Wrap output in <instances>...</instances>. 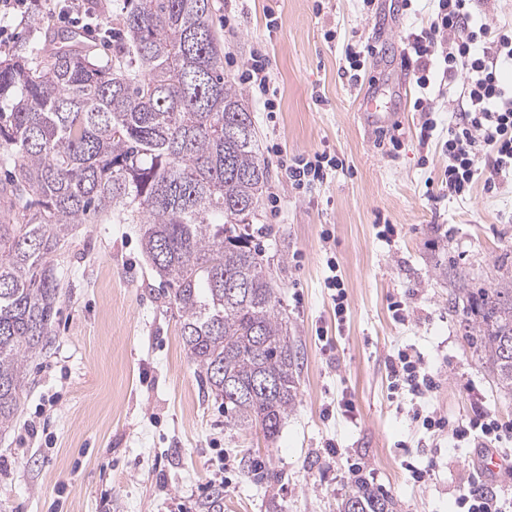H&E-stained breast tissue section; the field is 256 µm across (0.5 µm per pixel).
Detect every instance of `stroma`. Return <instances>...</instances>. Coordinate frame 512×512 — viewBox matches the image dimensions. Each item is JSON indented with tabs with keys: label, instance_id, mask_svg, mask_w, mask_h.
Masks as SVG:
<instances>
[{
	"label": "stroma",
	"instance_id": "obj_1",
	"mask_svg": "<svg viewBox=\"0 0 512 512\" xmlns=\"http://www.w3.org/2000/svg\"><path fill=\"white\" fill-rule=\"evenodd\" d=\"M213 4L225 79L262 47L278 86L274 115L246 100L270 169L250 230L264 261L280 268L281 316L299 356L296 408L271 442L227 425L221 402L203 391L137 225H76L54 257L51 342L30 359L18 418L0 433V512H200L216 487L224 512H339L361 480L390 497L394 512H453L475 474L474 446L449 448V432L421 418L455 424L479 403L512 424V395L472 340L465 294L512 285V182L449 197L442 136L457 103L448 93L433 102L438 139L420 142L418 90L399 80L400 36L428 27L431 0L414 12L400 0ZM28 7L5 20L1 57L42 41L33 18L62 27L58 0ZM351 42L376 49L356 82L339 71ZM373 95L399 116L398 146L380 144L367 119L363 100ZM317 150L343 166L296 193L281 161ZM387 223L397 237H381ZM331 258L346 295L341 318L325 286ZM401 350L437 373L436 392L393 389L387 364ZM255 462L272 478L256 479ZM411 464L426 470L424 482H414Z\"/></svg>",
	"mask_w": 512,
	"mask_h": 512
}]
</instances>
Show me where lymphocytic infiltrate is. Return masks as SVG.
Returning <instances> with one entry per match:
<instances>
[{
	"mask_svg": "<svg viewBox=\"0 0 512 512\" xmlns=\"http://www.w3.org/2000/svg\"><path fill=\"white\" fill-rule=\"evenodd\" d=\"M479 0H437L430 24L401 37L403 60L410 77L424 91L436 85L455 90L459 110L448 123L442 150L448 157V193L468 194L476 182L495 188L512 179V85L502 79L512 68V28L494 29L478 19ZM239 81L247 85L264 111L276 112L278 91L269 71L265 51H254ZM490 167H483V160ZM327 152L291 159L285 174L292 188L307 189L326 180L339 167ZM394 387L408 385L422 395L432 391L436 380L429 366L399 351L391 360Z\"/></svg>",
	"mask_w": 512,
	"mask_h": 512,
	"instance_id": "f902f5d3",
	"label": "lymphocytic infiltrate"
}]
</instances>
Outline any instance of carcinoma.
<instances>
[{"label": "carcinoma", "mask_w": 512, "mask_h": 512, "mask_svg": "<svg viewBox=\"0 0 512 512\" xmlns=\"http://www.w3.org/2000/svg\"><path fill=\"white\" fill-rule=\"evenodd\" d=\"M212 0H124L119 42L81 38L0 59V432L28 359L52 335L53 256L77 224H138L182 341L226 423L275 439L294 409L297 352L281 293L244 225L270 170L244 93L224 79ZM476 343L512 394V288L468 293ZM360 482L341 512H393Z\"/></svg>", "instance_id": "carcinoma-1"}]
</instances>
